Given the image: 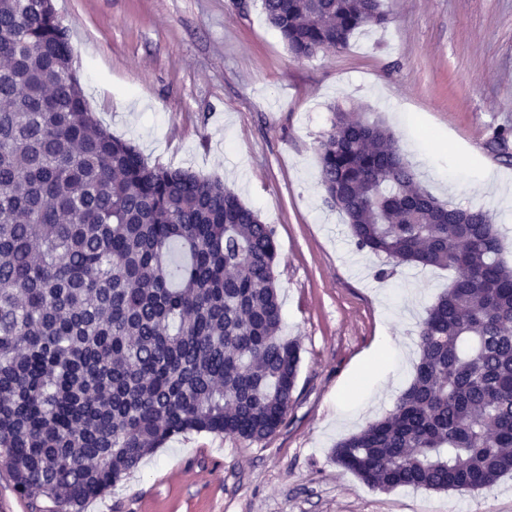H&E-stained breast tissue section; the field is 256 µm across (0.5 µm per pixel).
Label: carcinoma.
Instances as JSON below:
<instances>
[{"label":"carcinoma","instance_id":"obj_1","mask_svg":"<svg viewBox=\"0 0 512 512\" xmlns=\"http://www.w3.org/2000/svg\"><path fill=\"white\" fill-rule=\"evenodd\" d=\"M298 59L386 23L383 0H261ZM326 202L361 250L457 271L393 410L332 449L381 490L512 474V267L482 209L417 180L391 129L340 112ZM274 229L218 178L150 166L88 110L52 0H0V465L31 512H83L187 433L261 441L288 416ZM48 505H40V501Z\"/></svg>","mask_w":512,"mask_h":512}]
</instances>
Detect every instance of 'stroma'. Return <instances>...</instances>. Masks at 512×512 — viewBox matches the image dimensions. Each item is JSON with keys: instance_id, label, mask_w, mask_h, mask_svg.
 I'll use <instances>...</instances> for the list:
<instances>
[{"instance_id": "obj_1", "label": "stroma", "mask_w": 512, "mask_h": 512, "mask_svg": "<svg viewBox=\"0 0 512 512\" xmlns=\"http://www.w3.org/2000/svg\"><path fill=\"white\" fill-rule=\"evenodd\" d=\"M53 0L88 107L152 166L216 177L276 233L282 333L301 362L286 423L251 442L187 433L84 512H512V475L479 492L389 491L336 465L339 440L393 410L418 330L455 276L358 249L324 201L336 112L395 134L421 184L486 211L512 266V0H384L348 47L294 58L258 0Z\"/></svg>"}]
</instances>
